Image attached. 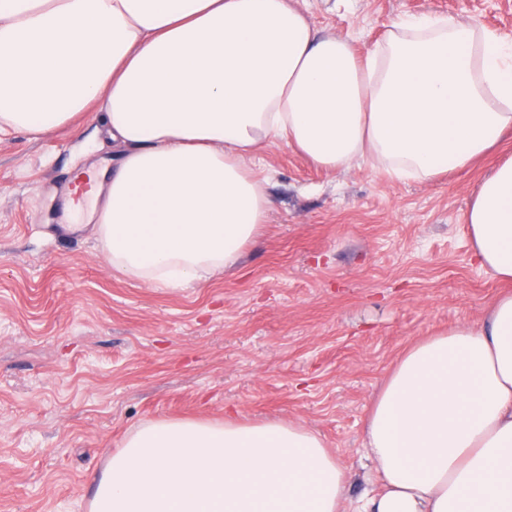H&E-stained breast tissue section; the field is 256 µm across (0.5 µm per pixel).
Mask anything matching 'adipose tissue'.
<instances>
[{
	"label": "adipose tissue",
	"instance_id": "ef3b65f1",
	"mask_svg": "<svg viewBox=\"0 0 512 512\" xmlns=\"http://www.w3.org/2000/svg\"><path fill=\"white\" fill-rule=\"evenodd\" d=\"M101 109L112 163L88 211L114 268L178 288L234 266L267 221L251 167L281 142L312 164L431 181L512 133V36L444 16L376 48L289 0H0V135ZM475 261L512 282V158L468 212ZM380 485L360 512H512V291L414 343L366 423ZM320 435L272 420L159 419L107 462L90 512H341Z\"/></svg>",
	"mask_w": 512,
	"mask_h": 512
}]
</instances>
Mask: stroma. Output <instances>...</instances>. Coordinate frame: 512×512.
I'll use <instances>...</instances> for the list:
<instances>
[{"label": "stroma", "instance_id": "1", "mask_svg": "<svg viewBox=\"0 0 512 512\" xmlns=\"http://www.w3.org/2000/svg\"><path fill=\"white\" fill-rule=\"evenodd\" d=\"M294 5L363 53L405 16L512 35V0ZM111 155L97 122L0 137V512H89L136 428L228 408L318 432L347 471L345 507L374 494L365 426L386 376L418 339L478 320L501 288L467 234L489 163L398 182L270 145L252 165L272 208L237 265L165 288L115 269L93 232L63 228L75 175Z\"/></svg>", "mask_w": 512, "mask_h": 512}]
</instances>
